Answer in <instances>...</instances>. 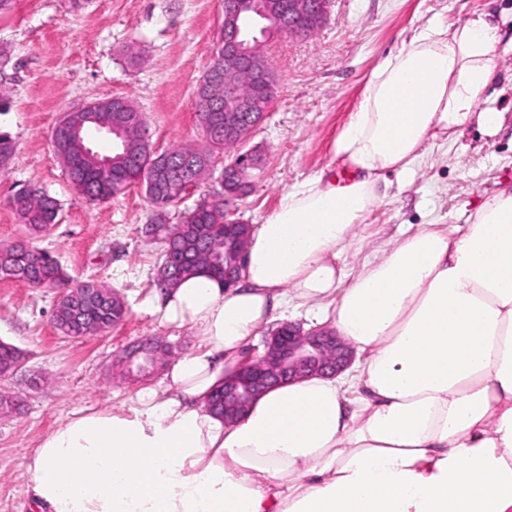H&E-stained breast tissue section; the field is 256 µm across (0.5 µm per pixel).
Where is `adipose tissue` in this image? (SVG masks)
I'll list each match as a JSON object with an SVG mask.
<instances>
[{
    "label": "adipose tissue",
    "instance_id": "adipose-tissue-1",
    "mask_svg": "<svg viewBox=\"0 0 512 512\" xmlns=\"http://www.w3.org/2000/svg\"><path fill=\"white\" fill-rule=\"evenodd\" d=\"M490 14L428 20L373 69L333 143L347 182L284 191L248 239L239 282L200 274L151 298L201 342L132 407L73 415L26 464L41 512H512V189L463 230L419 225L352 282L336 259L386 174L489 104ZM295 304L352 342L361 368L268 391L239 422L206 405L238 350Z\"/></svg>",
    "mask_w": 512,
    "mask_h": 512
}]
</instances>
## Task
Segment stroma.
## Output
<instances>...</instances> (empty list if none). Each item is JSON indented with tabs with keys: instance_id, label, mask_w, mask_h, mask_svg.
I'll list each match as a JSON object with an SVG mask.
<instances>
[{
	"instance_id": "obj_1",
	"label": "stroma",
	"mask_w": 512,
	"mask_h": 512,
	"mask_svg": "<svg viewBox=\"0 0 512 512\" xmlns=\"http://www.w3.org/2000/svg\"><path fill=\"white\" fill-rule=\"evenodd\" d=\"M224 0H11L0 10V130L16 155L0 172V244L26 236L8 204L31 184L56 198L59 222L36 239L73 282L93 280L119 293L127 318L109 331L71 338L54 325L58 290L0 279V341L19 348L24 366L0 376V394L15 411L0 413V512H37L28 493L26 460L62 420L84 408L129 409L138 390L162 374L130 380L114 366L129 344L164 337L173 357L200 342L190 329L170 330L146 311L162 245L146 236L154 210L134 185L103 203L75 193L52 144L58 119L86 103L129 99L144 115L156 150L204 142L195 87L218 48ZM497 19V78L490 89L502 114L495 133L470 117L456 139L424 147L413 182L391 186L356 230L339 265L356 277L391 242L420 224L455 228L501 189L512 188V0H332L313 36H281L265 46L278 100L247 148L263 162L252 171L234 220L256 225L281 194L337 169L332 144L355 108L371 71L430 18L465 21L484 11Z\"/></svg>"
}]
</instances>
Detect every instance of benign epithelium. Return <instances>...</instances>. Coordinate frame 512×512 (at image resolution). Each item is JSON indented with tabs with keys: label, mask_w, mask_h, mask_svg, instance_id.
<instances>
[{
	"label": "benign epithelium",
	"mask_w": 512,
	"mask_h": 512,
	"mask_svg": "<svg viewBox=\"0 0 512 512\" xmlns=\"http://www.w3.org/2000/svg\"><path fill=\"white\" fill-rule=\"evenodd\" d=\"M330 0H289L288 18L274 10L266 0H224V21L220 28L224 44V133L239 135L244 143L266 119L267 113L254 111V102L238 94L237 84L231 74L239 71L256 86L266 87L265 71L272 70L269 63L263 69L256 67V53L263 43L246 46L240 40L238 19L246 11L256 10L269 19L278 21L275 28L290 37H301L304 30L297 18H304L309 25L322 27L328 17ZM259 161L254 154L246 153L240 160L224 166V184H234V189L224 195L227 204H234L247 183L249 172ZM225 238L230 240L224 256V286L231 288L238 283L234 271L241 267L249 228L251 225L226 224ZM353 358L351 345L335 331L326 328L305 330L287 323L277 327L266 338L263 352L245 360L224 377V422H235L244 417L251 405L270 389L283 383L305 380L313 376L332 377L347 369Z\"/></svg>",
	"instance_id": "benign-epithelium-1"
}]
</instances>
